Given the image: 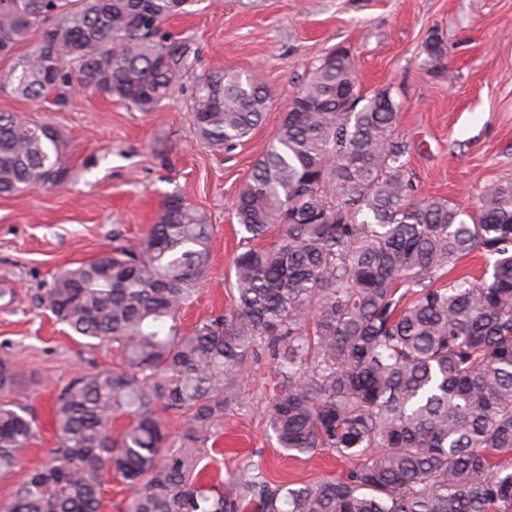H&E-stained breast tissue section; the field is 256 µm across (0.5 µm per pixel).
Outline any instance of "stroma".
<instances>
[{
	"label": "stroma",
	"mask_w": 512,
	"mask_h": 512,
	"mask_svg": "<svg viewBox=\"0 0 512 512\" xmlns=\"http://www.w3.org/2000/svg\"><path fill=\"white\" fill-rule=\"evenodd\" d=\"M168 31L192 35L202 67L260 75L274 94L262 124L236 149L203 145L176 93L157 111L71 85L60 104L38 107L0 91V112L49 121L62 133L72 178L62 187L0 196V356L35 376L27 397L41 441L21 464L0 472L7 503L53 446V402L76 373L120 362L114 346H81L36 306L63 269L139 237L168 194L179 193L212 224L210 259L184 327L232 308L230 271L247 241L231 218L239 186L269 144L290 99L320 58L347 50L364 95L388 90L400 103L398 133L419 193L471 210L485 184L512 182V0H214L171 18ZM438 36L441 63L424 44ZM274 366L253 358L213 441L200 446L203 477L259 465L272 483L345 476L351 461L319 449L293 457L266 424Z\"/></svg>",
	"instance_id": "obj_1"
}]
</instances>
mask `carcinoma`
<instances>
[{
  "mask_svg": "<svg viewBox=\"0 0 512 512\" xmlns=\"http://www.w3.org/2000/svg\"><path fill=\"white\" fill-rule=\"evenodd\" d=\"M200 2L0 0V58L29 47L0 90L35 102L76 82L148 113L188 85L198 139L231 151L272 92L256 75L198 70L193 38L164 29ZM399 111L387 90L359 93L349 54L312 67L236 193L246 239L279 235L235 258L232 311L183 328L211 229L177 193L138 240L53 278L38 306L121 361L60 390L54 448L0 512H98L110 471L132 489L123 512H512V183L486 184L473 216L417 194ZM63 151L52 124L0 112V195L66 183ZM475 251L484 276L452 275ZM260 349L277 376L267 419L279 446L359 466L299 487L250 463L201 481L195 443ZM29 383L0 357L1 395ZM160 405L186 414L179 446ZM37 429L30 405L0 402V471Z\"/></svg>",
  "mask_w": 512,
  "mask_h": 512,
  "instance_id": "1",
  "label": "carcinoma"
}]
</instances>
